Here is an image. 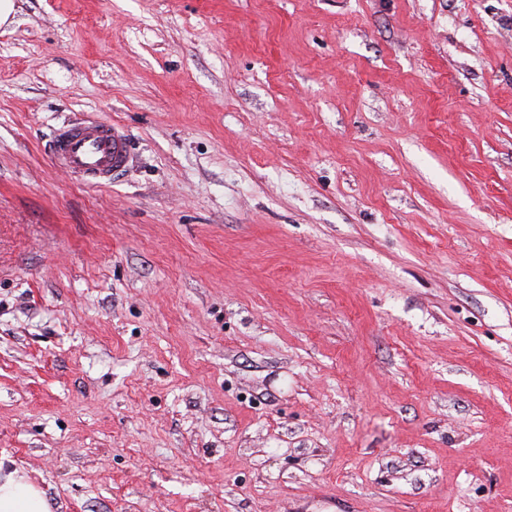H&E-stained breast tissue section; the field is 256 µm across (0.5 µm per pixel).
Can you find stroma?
Masks as SVG:
<instances>
[{
	"label": "stroma",
	"instance_id": "obj_1",
	"mask_svg": "<svg viewBox=\"0 0 512 512\" xmlns=\"http://www.w3.org/2000/svg\"><path fill=\"white\" fill-rule=\"evenodd\" d=\"M0 460L49 512H512V0H16ZM119 123L112 184L54 129ZM48 153L57 168L88 186L105 185L134 164L124 128L97 118L59 125L49 141Z\"/></svg>",
	"mask_w": 512,
	"mask_h": 512
}]
</instances>
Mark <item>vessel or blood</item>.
I'll return each mask as SVG.
<instances>
[{
    "label": "vessel or blood",
    "instance_id": "obj_1",
    "mask_svg": "<svg viewBox=\"0 0 512 512\" xmlns=\"http://www.w3.org/2000/svg\"><path fill=\"white\" fill-rule=\"evenodd\" d=\"M48 153L57 168L88 186L105 185L134 164L124 128L97 118L59 125L48 144Z\"/></svg>",
    "mask_w": 512,
    "mask_h": 512
}]
</instances>
